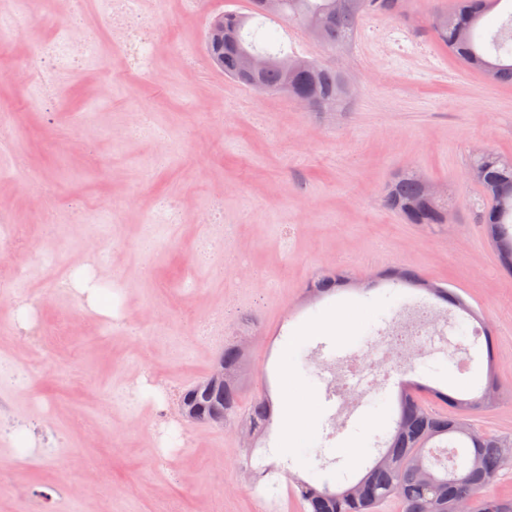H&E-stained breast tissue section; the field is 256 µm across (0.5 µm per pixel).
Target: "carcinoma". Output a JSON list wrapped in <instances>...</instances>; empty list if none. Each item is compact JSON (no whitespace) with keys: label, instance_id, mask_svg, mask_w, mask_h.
Segmentation results:
<instances>
[{"label":"carcinoma","instance_id":"carcinoma-1","mask_svg":"<svg viewBox=\"0 0 512 512\" xmlns=\"http://www.w3.org/2000/svg\"><path fill=\"white\" fill-rule=\"evenodd\" d=\"M263 0H250L251 14L222 13L211 21L205 40L206 52L224 75L259 92H283L311 101V111L335 109L348 95V85L335 68L318 59L281 52L261 51L243 35L248 21L260 15ZM502 0H454L451 9H436L429 26L438 41L468 69L481 74L492 85H512V13L484 42L480 24ZM396 14V0H282L279 18L310 31L324 48L334 51L348 46L364 13ZM261 53L272 64L257 82L245 77L247 55ZM470 170L486 205L479 222L495 250L499 266L512 273V159L487 150L474 158ZM385 205L407 224H447L448 200L424 193L422 176L407 170L396 173L384 194ZM377 279L395 286L421 289L438 300L460 309L462 320L454 324L457 345L466 350L468 361L486 357L485 383L466 398L440 391L434 397L448 407L435 412L420 401L416 383L406 385L398 396V411L390 431L374 435L378 456L358 478L331 486L295 479L298 496L307 512H377L388 499H395L400 512H452L458 500H470L473 512H512V496L484 494L501 471L512 466V438L479 432L468 422L476 410H488L499 401L500 385L493 369V339L485 334L479 342L468 319L478 312L457 293L405 267L386 269ZM351 284L342 270L321 271L307 285L308 296L338 292ZM477 356H472L471 351ZM224 369L238 375L245 352L234 343L224 344ZM238 380L224 382L221 406L224 417L239 410ZM273 404L264 395L251 403L244 424L248 435L258 438L272 421Z\"/></svg>","mask_w":512,"mask_h":512}]
</instances>
